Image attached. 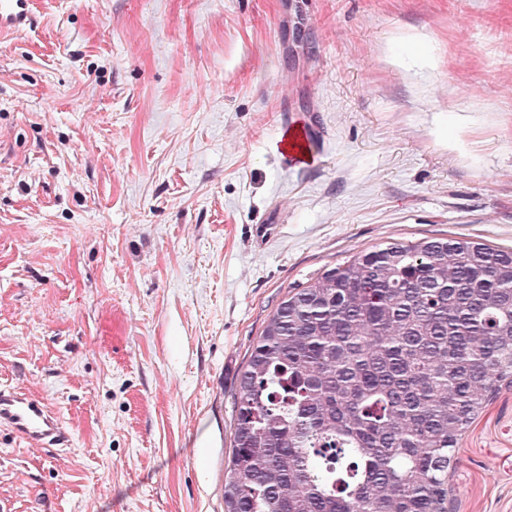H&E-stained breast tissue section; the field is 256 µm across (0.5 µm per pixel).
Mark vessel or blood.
<instances>
[{"mask_svg":"<svg viewBox=\"0 0 512 512\" xmlns=\"http://www.w3.org/2000/svg\"><path fill=\"white\" fill-rule=\"evenodd\" d=\"M32 0H0V35L30 26ZM5 426L29 444L61 448L70 433L47 405L26 394L0 386V427Z\"/></svg>","mask_w":512,"mask_h":512,"instance_id":"1","label":"vessel or blood"}]
</instances>
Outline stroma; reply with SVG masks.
<instances>
[{
  "instance_id": "1",
  "label": "stroma",
  "mask_w": 512,
  "mask_h": 512,
  "mask_svg": "<svg viewBox=\"0 0 512 512\" xmlns=\"http://www.w3.org/2000/svg\"><path fill=\"white\" fill-rule=\"evenodd\" d=\"M307 125L310 156L280 149ZM512 248V0H34L0 37V512H224L239 378L364 249ZM457 512H512V389ZM6 426L31 445L63 448L70 433L47 405L0 385V427Z\"/></svg>"
}]
</instances>
